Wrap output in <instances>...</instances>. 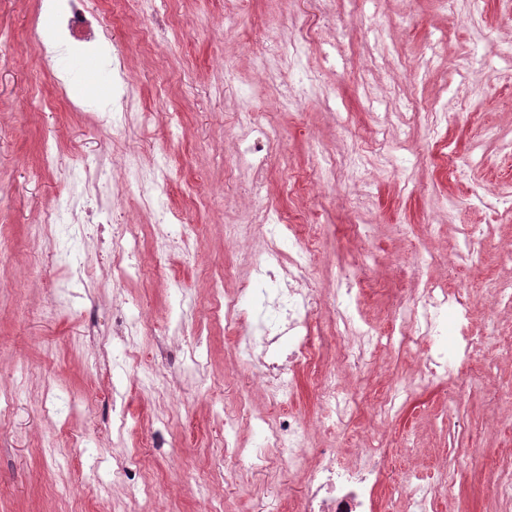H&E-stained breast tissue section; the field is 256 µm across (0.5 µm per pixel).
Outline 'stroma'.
Segmentation results:
<instances>
[{
	"label": "stroma",
	"instance_id": "35a3bbf8",
	"mask_svg": "<svg viewBox=\"0 0 512 512\" xmlns=\"http://www.w3.org/2000/svg\"><path fill=\"white\" fill-rule=\"evenodd\" d=\"M112 26L103 62L59 51L45 60L33 30L49 31L40 0H0V512H113L136 500L139 512H300V493L319 451L333 447L344 462L364 436L386 452L385 485L418 470L424 482L455 471L453 494H440L435 512H493L477 487L483 457L512 455V356L489 345L492 377L456 392L454 381L416 389L398 413L379 422L371 403L390 385L413 380L427 353L414 345L382 350L356 383L358 408L329 433L311 369H299L291 399L270 404L264 389L250 393L255 422L239 435L242 447L264 441L263 422L291 412L310 427L303 470L270 474L244 457L241 487L224 484V427L247 374L213 311L212 287L223 279L236 291L247 278H225L238 248L224 227L257 206L293 225L317 224L309 285L321 298L314 319L333 335L343 308L328 298L350 275L368 285L361 319L385 334L397 300L411 301L430 280L466 289L471 335L512 336V309L491 306L487 278L512 279L502 255L512 243V208L490 211L493 192L512 181V0H330L328 20L313 19L301 68L281 80H261L252 42L297 38L304 0H161L172 23L152 43L140 38L146 20L128 0H91ZM340 42L339 53L326 52ZM124 65L151 125L127 126L122 136L100 131L112 110V67ZM289 83L298 106L281 109ZM65 84L67 96L55 89ZM262 122L281 136L261 201L247 195L250 175L237 162L229 134L246 95ZM447 121H437V113ZM53 147L45 160L44 144ZM336 161L323 181L312 160L316 146ZM144 168L166 165L168 205L180 212L198 251L196 265L158 268L159 226L136 198L104 197L97 224L78 228L67 207L71 186L86 170L124 178L127 148ZM59 212L57 243L34 235L35 224ZM136 241L139 271L109 278L112 226ZM486 229L477 253L456 256L464 229ZM147 314L137 341L154 372L166 373L170 350L194 352L175 374L174 398L158 400L130 378L116 310ZM201 326L203 338L172 335L168 321ZM127 420L112 431V401ZM76 411H69V401ZM140 454L144 465L131 463ZM151 496L139 495L142 486Z\"/></svg>",
	"mask_w": 512,
	"mask_h": 512
}]
</instances>
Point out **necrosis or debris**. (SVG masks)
<instances>
[{"label": "necrosis or debris", "instance_id": "obj_1", "mask_svg": "<svg viewBox=\"0 0 512 512\" xmlns=\"http://www.w3.org/2000/svg\"><path fill=\"white\" fill-rule=\"evenodd\" d=\"M49 9L56 19V30L51 36L36 33L35 40L39 46L50 45L59 49L72 40H96L99 21L89 6V0H49ZM234 127L246 132L247 146L238 162L251 173L250 196L260 197L265 188L267 165L280 148L277 133L259 123L253 103L248 99L236 112ZM126 159L128 172L138 186L142 209L150 213L162 209L169 181L165 168H142L132 151L127 153ZM262 221L279 233H292L293 261L285 262L281 249L270 245L264 260L252 266L251 285L233 294L225 292L222 286H215L212 300L215 308L223 311L226 327L234 330L237 349L243 363L247 364L252 359V347L244 330L252 302L267 297V281L280 277L289 282V289L279 290L268 322L262 327L267 350L258 379L268 396L278 402L292 393L296 370L310 364L331 339L316 335L314 331L317 298L291 288L292 283L302 282L307 276L308 257L316 242V225L307 224L293 231L280 213L268 211L263 213ZM469 310V299L461 290H452L447 284L431 281L417 303L399 306L398 324L388 336H378L369 327L358 328L360 342L357 350H345L340 368L326 369L318 382L322 425L335 429L337 422L343 421L357 407L353 393L341 385V375L360 374L382 345L403 349L435 341L443 334L446 314H453L460 322L467 318ZM483 342L480 336L452 337L447 353L427 354L416 385L422 387L433 380L448 377L458 381L460 386H467L487 371L486 363L473 357ZM264 442V453L255 462L257 468L302 469L308 435L300 418L293 416L272 423ZM357 451L358 465L343 467L337 464L334 449H321L316 472L306 488L302 512H375L384 457L379 449L366 443L360 444Z\"/></svg>", "mask_w": 512, "mask_h": 512}]
</instances>
